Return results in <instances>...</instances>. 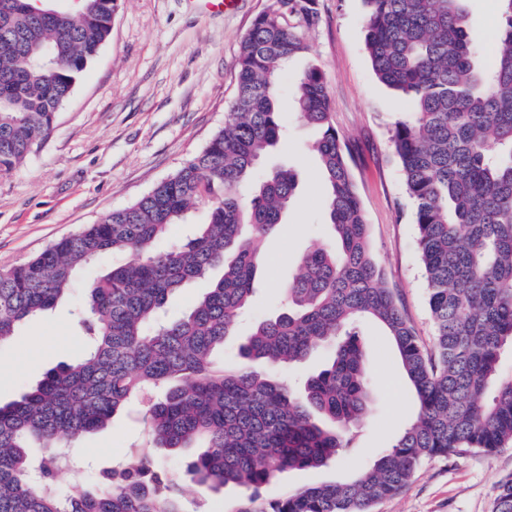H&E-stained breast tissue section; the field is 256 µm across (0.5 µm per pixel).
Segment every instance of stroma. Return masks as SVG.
<instances>
[{"label": "stroma", "mask_w": 512, "mask_h": 512, "mask_svg": "<svg viewBox=\"0 0 512 512\" xmlns=\"http://www.w3.org/2000/svg\"><path fill=\"white\" fill-rule=\"evenodd\" d=\"M318 2L320 23L306 35L311 51L290 62L277 101L288 136L268 165L256 170L261 178L272 165L293 169L298 188L282 224L264 244L259 292L238 333L248 335L279 309L280 290L295 274L300 256L330 239L312 148L316 132L299 121L294 100L298 78L315 63L325 78L332 122L353 151L352 170L385 285L428 348L434 325L413 203L390 143L404 107L372 71L362 0ZM266 5L267 0H241L234 10L213 13L191 9L187 0H117L111 37L57 112L47 141L22 166L0 174V268L23 263L54 241L128 206L201 151L224 125L235 93L240 43ZM463 8L479 37L476 64L486 68L496 43L498 0H464ZM78 303V295L65 297L0 345L1 403L19 398L58 363L80 357ZM362 331L373 392L350 461L283 473L264 489L265 497L331 482L349 467L369 465L415 418L417 407L388 336L370 322ZM152 400V394L140 396L110 427L73 440L74 463L59 472V488H94L104 468L146 447L149 434L141 419ZM193 454L190 448L157 452L159 466L189 486L187 512H236L244 497L240 488L192 484L187 465ZM511 478L512 443L492 454L472 449L427 460L373 512H494L501 485Z\"/></svg>", "instance_id": "35a3bbf8"}]
</instances>
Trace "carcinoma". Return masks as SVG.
<instances>
[{
    "instance_id": "carcinoma-1",
    "label": "carcinoma",
    "mask_w": 512,
    "mask_h": 512,
    "mask_svg": "<svg viewBox=\"0 0 512 512\" xmlns=\"http://www.w3.org/2000/svg\"><path fill=\"white\" fill-rule=\"evenodd\" d=\"M461 0H363L364 41L377 79L409 110L391 145L408 196L436 326L424 348L370 246L350 165L332 123L319 66L300 77L298 117L318 131L313 150L326 184L337 245L302 255L283 288L280 312L240 345L245 359L216 368L213 356L254 301L258 253L290 207L297 176L280 167L240 188L285 133L277 97L290 60L310 52L306 32L318 0H268L240 44L236 91L198 154L131 205L0 269V343L73 291L77 271L106 253L128 260L86 281L79 306L84 353L49 370L17 401L0 406V512H185L181 487L146 451L125 456L95 490L55 487L63 444L112 424L149 389L161 397L143 414L153 446L201 451L188 464L199 485L246 492L236 512H372L429 459L512 442V0L504 5L490 70L474 65L478 37ZM116 0H0V173L46 139L56 113L112 33ZM208 223L160 246L199 201ZM223 271L186 315L165 316L186 283ZM392 337L418 405L411 425L373 464L340 480L270 500L261 489L285 470L317 469L352 448L371 382L359 324ZM330 358L296 393L274 371L312 351ZM31 448L43 453L33 456ZM496 512H512V480Z\"/></svg>"
}]
</instances>
